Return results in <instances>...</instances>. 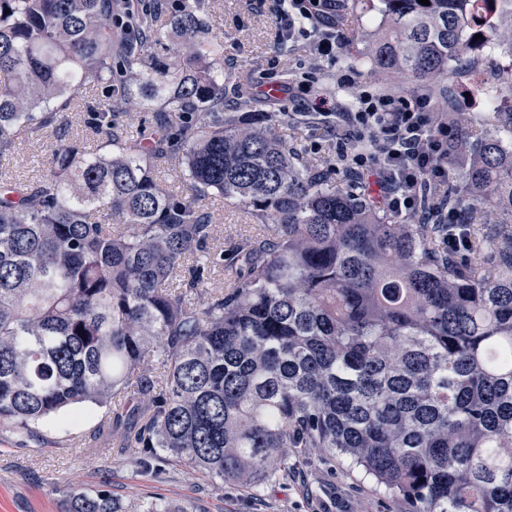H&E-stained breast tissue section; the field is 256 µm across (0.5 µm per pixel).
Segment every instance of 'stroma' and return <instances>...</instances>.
I'll use <instances>...</instances> for the list:
<instances>
[{
    "mask_svg": "<svg viewBox=\"0 0 512 512\" xmlns=\"http://www.w3.org/2000/svg\"><path fill=\"white\" fill-rule=\"evenodd\" d=\"M213 33L224 43V73L245 71L256 95L271 86L306 80L309 92H297L282 110L288 116L283 133L304 160L338 163V150L347 129L336 119H326L308 106L309 94L349 106L354 93L366 91L394 98L413 95L390 76L374 74L361 54L342 47L335 63L321 58L313 39L282 40L276 23L277 0H208ZM344 36L361 26L368 36L382 29L380 0H343ZM505 57L483 67L477 77L461 79L454 87L468 116L485 119L480 82L494 78L506 67ZM356 73L355 85L338 84L344 70ZM58 140L47 131L16 142L10 154L0 157V174L34 182L51 166ZM205 204L215 217L216 245L231 249L240 236L261 233L263 227L247 217L232 201L209 194ZM101 411L84 414L76 422L62 418L42 428L40 453L0 428V512H66L67 494L74 489L104 488L133 512L142 497L160 496L174 503H193L203 512H327L332 499H341L344 512H406L405 503L388 495L344 458L298 456L284 449L288 467L258 494H248L234 482L219 486L188 468L164 464L146 468L139 456L117 454L112 432L101 422Z\"/></svg>",
    "mask_w": 512,
    "mask_h": 512,
    "instance_id": "35a3bbf8",
    "label": "stroma"
}]
</instances>
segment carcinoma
<instances>
[{
	"label": "carcinoma",
	"instance_id": "carcinoma-1",
	"mask_svg": "<svg viewBox=\"0 0 512 512\" xmlns=\"http://www.w3.org/2000/svg\"><path fill=\"white\" fill-rule=\"evenodd\" d=\"M373 72L435 88L464 73L478 0H382ZM487 22L512 51V0ZM206 0H0V154L88 105L45 178L0 179V426L34 441L107 406L124 448L258 491L283 448L347 457L407 512H512V111L470 130V256L441 224H395L363 180L336 183L242 91L224 109V44ZM173 43L175 54L151 51ZM123 105L154 130L114 129ZM175 172L166 185L158 163ZM212 189L269 232L212 246ZM224 267V286L209 288ZM70 512H122L106 490ZM137 512H197L144 502Z\"/></svg>",
	"mask_w": 512,
	"mask_h": 512
}]
</instances>
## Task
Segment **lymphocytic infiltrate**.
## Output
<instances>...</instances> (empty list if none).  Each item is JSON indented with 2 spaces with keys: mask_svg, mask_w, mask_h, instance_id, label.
I'll list each match as a JSON object with an SVG mask.
<instances>
[{
  "mask_svg": "<svg viewBox=\"0 0 512 512\" xmlns=\"http://www.w3.org/2000/svg\"><path fill=\"white\" fill-rule=\"evenodd\" d=\"M279 2L278 19L286 35L314 38L319 56L335 60L341 42L336 33L338 0ZM344 119L373 145L372 151L353 155L351 164L375 181L388 209L413 211L425 206L432 216L457 223L456 210L440 193L450 172L452 134L447 119L431 108L427 97L394 99L365 92Z\"/></svg>",
  "mask_w": 512,
  "mask_h": 512,
  "instance_id": "1",
  "label": "lymphocytic infiltrate"
}]
</instances>
